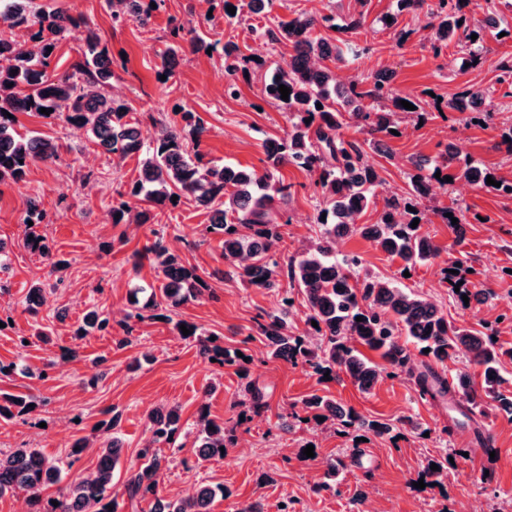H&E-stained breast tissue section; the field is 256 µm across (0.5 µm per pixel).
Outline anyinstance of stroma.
I'll return each mask as SVG.
<instances>
[{
  "label": "stroma",
  "instance_id": "35a3bbf8",
  "mask_svg": "<svg viewBox=\"0 0 512 512\" xmlns=\"http://www.w3.org/2000/svg\"><path fill=\"white\" fill-rule=\"evenodd\" d=\"M36 2L89 20L112 54L108 91L130 104V120L143 140L153 138L156 121L170 119L175 109L184 108L197 112L207 127L199 146L204 164L231 163L257 170L265 166L264 140L284 137L288 130L283 109L264 95V84L274 69L287 68L293 54L287 44L267 46L266 28L300 12L332 14L340 20L363 14V27L348 36L363 53L356 64L337 65L338 82L355 79L367 88L377 72L386 71L401 95L424 99L432 93L445 100L478 84L492 91L499 106L491 117L447 109L429 110L421 118L400 113V133L388 140L384 153L367 147L368 136L356 124L345 125L342 136L365 144V158L383 181L378 201L408 197V159L435 158L450 144L498 178L512 181V154L500 144L502 132L512 126V99L506 95L507 85L497 81L501 61L512 54V38H486L483 64L476 69L465 67L457 44L433 54L427 42L432 21L427 8L437 0L403 12L398 11L397 0H274L265 14L243 11L233 19L225 17L223 0H163L145 26L133 20L114 24L106 0ZM387 15L396 16L394 27L383 25ZM176 24L196 29L211 49L185 52L174 74L163 79L157 74L159 55ZM401 31L408 34L402 43L397 40ZM228 43L236 44L244 55L258 53L265 60L260 69L248 64L236 98L224 93ZM14 127L62 146L57 160L33 164L23 182L0 183V241L5 244L0 254V365L11 368L0 374V395H21L38 403L34 414L0 420V450L27 443L67 461L62 482L50 486L48 495L65 494L69 481L94 473L96 447L74 457L71 446L77 439L94 437L100 423L116 413L124 452L112 493L122 501L119 512H150L148 499L134 508L125 505V481L129 471L140 466L139 450L151 439L149 412L171 404L181 410V428L173 444L160 448L169 461L159 484L166 498L190 496L207 484L224 489L213 502V512H239L252 502L260 503L263 512H460L469 500L481 503L484 512H512L511 414L492 409L479 418L482 431L492 439L491 448L485 449L471 437L442 435V427L459 418V411L441 399L421 400L402 378L384 379L364 394L344 373L327 380L309 367L268 359L264 343L250 333L261 316L280 312L286 295L294 300L290 323L305 332L306 309L299 289L256 290L224 278L221 237L207 232L209 215L192 197L155 210L149 224L113 223V206L139 177L138 156L113 157L92 144L86 130L32 112L16 113ZM279 176L292 191L280 206L286 224L276 256L284 261L317 239L322 199L314 175L286 165ZM33 199L47 213L40 233L57 258L67 262L61 271H51L24 245V217ZM454 200L468 220L460 237L434 212ZM419 210L424 231L440 249L435 260L406 274L399 259L359 235L339 240L337 255L359 254L366 270L425 294L450 321L495 337L502 349L512 348V322L499 318L503 311H512V199L458 181L451 194H437L435 202L422 203ZM158 233L211 288L209 295L180 306L176 319L196 324L203 334L223 337L225 347L241 349L250 360L249 380L267 402L266 410L250 420L238 419L245 380L235 368L209 363L195 341L182 339L166 322L134 324L128 336L120 327L130 309L132 288L156 281L147 248ZM456 261L478 271L481 287L491 292L486 302L462 304L447 287L442 271ZM36 283L44 288V304L35 316L25 296ZM93 308L112 319L111 333L93 331L74 338V330ZM38 324L46 328L48 341L34 337ZM22 336L30 339L24 348L18 345ZM66 347L77 348L78 358H63ZM314 394L331 396L366 419L393 425V437L363 442L356 432L340 434L317 425L304 406ZM203 404L212 419L233 429L235 445L223 459L202 463L195 450L198 409ZM409 418L427 429V436L409 433ZM309 445L314 448L310 458L304 453ZM361 452L373 458V465L359 464ZM338 458L347 468L333 485L327 468ZM433 459L445 464L442 479L438 486L417 488L421 472Z\"/></svg>",
  "mask_w": 512,
  "mask_h": 512
}]
</instances>
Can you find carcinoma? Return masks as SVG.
Instances as JSON below:
<instances>
[{
  "mask_svg": "<svg viewBox=\"0 0 512 512\" xmlns=\"http://www.w3.org/2000/svg\"><path fill=\"white\" fill-rule=\"evenodd\" d=\"M153 2L158 0H107L113 20L133 19L142 25L151 18ZM467 5L468 0H438L434 12L438 22L432 26L429 42L437 55L452 40L465 42L469 66L475 67L482 62V55L479 40L471 39V35L496 27V21L489 15L469 21ZM0 23L10 29L28 30L30 42L25 52L0 54V181L7 178L21 182L32 163L58 158L60 146L56 141L40 135L22 137L14 132L13 119L8 117L10 113H38L42 108H51L50 117L86 129L107 153L118 158L141 156V175L125 192L128 199L112 207L113 223L146 224L151 219L150 209H163L172 203L174 195H188L209 210L210 230L223 235L224 261L228 266L225 277L258 289L278 288L285 277L291 287L302 291L309 331H293L288 323L293 301L287 296L280 313L257 325L269 358L293 365L301 363L321 376L334 377L336 371H342L363 393L370 392L384 374L404 375L414 381L416 392L424 399L448 395L483 415L484 399L488 398L497 403V408L512 414V393L501 390V359L506 354L512 359V352H504L484 333L449 321L435 302L395 281L371 273L358 277L357 272L363 267L360 256H336V238L358 233L389 255L399 257L405 270L435 259L439 247L422 227H411L417 215L408 207H416V203L432 198L448 185L445 179L435 177L439 171H450L454 181L482 187L490 175L473 160L460 159L456 152H446L434 162L412 158L408 173L412 196L385 200L373 224L356 223L360 214L376 205L381 178L364 159L361 145L343 139L340 130L350 121L361 126L371 136L370 145L386 154V139L393 136L391 130L397 129L395 116L406 108L384 71L374 76L368 90L353 81L336 87L332 66L354 62L357 53L348 40L318 37L315 31L334 27L339 33L355 32L363 26V16H352L338 27L333 15L301 12L265 30L268 42L287 43L294 54L288 69L276 72L264 85V94L287 112L289 128L286 137L264 142L266 166L261 172L224 164L201 166L198 147L207 128L190 110L180 112L178 120L159 122L151 141L141 140L137 129L127 121L131 112L128 103L104 92L113 76L112 57L83 17L65 10L36 8L33 0H0ZM81 26L86 29V37L74 71L56 78L49 76L55 50L71 29ZM182 31L180 25L172 28L171 43L161 56L162 73L167 76L174 73L184 54ZM242 60L238 46L224 45V71L229 77L225 92L230 96H237ZM281 85L290 89L286 101L281 99ZM490 95V90L472 85L448 99L447 106L454 112H477ZM284 164L317 175L315 186L325 199L320 213L326 217L319 221L320 237L315 245L282 265L273 258L272 250L282 238L277 203L291 197V185L276 179L278 168ZM132 199L144 201L148 207L134 213ZM449 213L458 219L455 228L464 231L468 220L462 210H435L444 224L451 223L453 217H447ZM27 245L49 262L51 271L66 266V261L54 259L46 238L37 232H32ZM150 252L158 285L150 288L143 307L135 308L127 318L170 322V308L202 297L210 288L196 268L183 265L162 239L152 244ZM476 275L477 270L470 272L458 295L481 302L486 299V292L478 287ZM358 316L362 321H356ZM313 321L318 327L311 326ZM182 325L190 330L187 338L196 341L204 359H213L220 367L236 366L241 378L248 377L246 361L237 355V350L224 347L192 323L175 322L177 329ZM90 329L110 332V318L96 309L90 310L74 336L80 337ZM356 342L378 352L385 366L367 360L354 346ZM409 343L425 353L427 360L412 365ZM461 355L481 370V389L473 386L465 372L456 374L451 383L437 372L436 366H444ZM244 390L249 395L244 403L248 410L258 413L267 407L263 392L255 385L248 382ZM29 404L31 401L24 397L1 396L0 417L27 415L32 412ZM304 405L314 412V418L322 417L334 427L370 432L379 438L393 430L391 424L366 420L355 409L325 396L313 394ZM180 420L176 405H163L149 413L152 438L139 450L142 465L126 479L127 499L131 503L154 499L151 512H211L216 490L209 485L187 498L166 500L159 496L163 464L155 445L171 443L180 429ZM119 421L120 415L115 413L102 424L96 472L73 479L66 495L58 499L43 495L47 488L60 482L63 467L37 448H17L0 456V494L16 488L27 491L29 512H118L120 503L112 496V478L123 448L115 433ZM199 424L202 441L198 459L224 458L220 447H231L234 436L224 424L209 418L205 406L200 408Z\"/></svg>",
  "mask_w": 512,
  "mask_h": 512,
  "instance_id": "cac0c4a2",
  "label": "carcinoma"
}]
</instances>
